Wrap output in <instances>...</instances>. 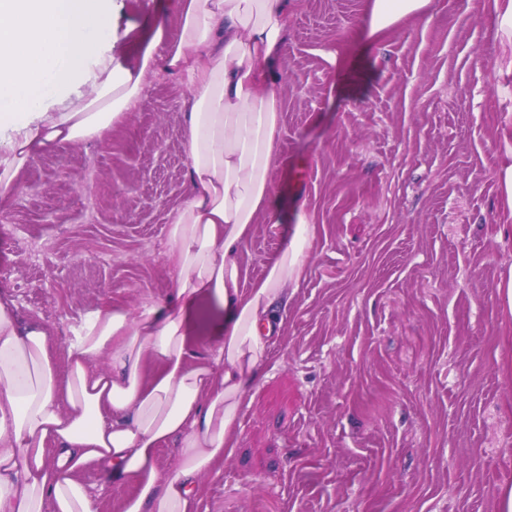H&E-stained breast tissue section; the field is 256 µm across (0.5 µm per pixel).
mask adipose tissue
I'll list each match as a JSON object with an SVG mask.
<instances>
[{"label": "adipose tissue", "mask_w": 512, "mask_h": 512, "mask_svg": "<svg viewBox=\"0 0 512 512\" xmlns=\"http://www.w3.org/2000/svg\"><path fill=\"white\" fill-rule=\"evenodd\" d=\"M176 36L154 22L138 63L113 52L123 0H0V203L25 164L59 143L101 138L142 99L155 67L185 76L188 193L169 215L175 284L168 304L116 303L71 329L65 373L46 330L21 327L0 294V512H97L80 479L132 486L121 512H199L200 479L220 473L239 438L246 394L305 275L315 227L296 224L261 278L240 253L258 217L277 224L272 173L282 101L277 60L296 0H170ZM439 0H368L381 38ZM499 77L512 75V0H493ZM220 338L188 355L199 321ZM175 443V467L158 450Z\"/></svg>", "instance_id": "adipose-tissue-1"}]
</instances>
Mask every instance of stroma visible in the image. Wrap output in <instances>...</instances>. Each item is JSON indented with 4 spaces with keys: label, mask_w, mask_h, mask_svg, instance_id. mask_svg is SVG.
Masks as SVG:
<instances>
[{
    "label": "stroma",
    "mask_w": 512,
    "mask_h": 512,
    "mask_svg": "<svg viewBox=\"0 0 512 512\" xmlns=\"http://www.w3.org/2000/svg\"><path fill=\"white\" fill-rule=\"evenodd\" d=\"M167 0H124L120 27ZM367 0H300L278 69L273 196L241 262L263 276L316 227L240 441L200 512H497L512 487V223L497 168L512 94L489 0H442L380 39ZM156 69L102 138L32 158L0 208V292L63 350L84 315L172 294L167 216L188 190L181 101ZM141 221L130 224L128 213Z\"/></svg>",
    "instance_id": "stroma-1"
}]
</instances>
